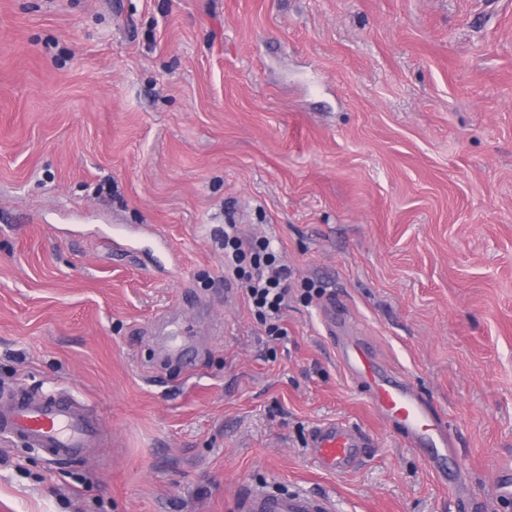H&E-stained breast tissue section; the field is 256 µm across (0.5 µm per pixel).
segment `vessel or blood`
<instances>
[{"mask_svg": "<svg viewBox=\"0 0 512 512\" xmlns=\"http://www.w3.org/2000/svg\"><path fill=\"white\" fill-rule=\"evenodd\" d=\"M337 355L348 377L357 384L373 411L394 422L408 445L428 448L437 475H444L443 462L456 450L447 429L437 419L430 403L406 381L390 376L353 333L339 337ZM0 434L42 449L53 458L93 456L106 443L96 408L86 402L65 399L53 393H15L0 397ZM367 435L343 422L317 426L310 446L326 470L349 472L367 448ZM236 512H335L326 495L304 490L280 492L266 486L240 491Z\"/></svg>", "mask_w": 512, "mask_h": 512, "instance_id": "1", "label": "vessel or blood"}]
</instances>
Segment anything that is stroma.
I'll use <instances>...</instances> for the list:
<instances>
[{
	"label": "stroma",
	"mask_w": 512,
	"mask_h": 512,
	"mask_svg": "<svg viewBox=\"0 0 512 512\" xmlns=\"http://www.w3.org/2000/svg\"><path fill=\"white\" fill-rule=\"evenodd\" d=\"M274 240L269 337L225 225ZM344 311L454 439L447 483L336 362ZM184 329L189 364L162 361ZM70 394L112 443L0 435V512H512V0H0V394ZM371 444L324 470L312 429ZM237 512H334V500L304 490L280 492L267 486H249L238 494Z\"/></svg>",
	"instance_id": "stroma-1"
}]
</instances>
